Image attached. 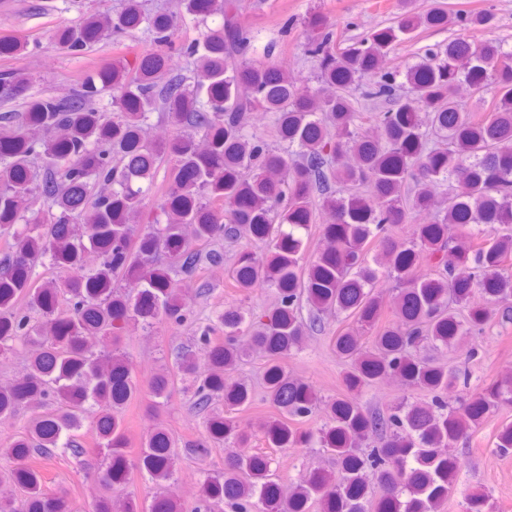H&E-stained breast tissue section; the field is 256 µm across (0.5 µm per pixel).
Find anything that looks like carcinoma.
<instances>
[{"mask_svg":"<svg viewBox=\"0 0 512 512\" xmlns=\"http://www.w3.org/2000/svg\"><path fill=\"white\" fill-rule=\"evenodd\" d=\"M176 9L126 0L115 15L85 13L56 44L82 55L105 33L143 30L161 48L190 22L200 34L181 45L183 64L159 50L133 64L116 59L65 95L0 111V356L20 343L27 360L21 381L0 386V422L21 405L57 403L3 453L51 460L71 449L109 494L129 480L124 411L138 401L157 419L181 382L204 431L180 446L204 458L222 445L224 464L187 507L164 495L177 476L174 442L151 428L139 460L150 512H439L460 470L451 448L512 404L511 374L471 389L468 374L424 354L455 350L512 301V50L468 39L491 14L459 10L458 37L394 65L396 45L448 21L440 8H403L355 41L327 21L306 29L313 82L302 84L273 59L275 41L267 62L238 64L254 51L240 0H178ZM214 13L223 23L211 28ZM26 89L16 72H0L1 102ZM106 90L110 109L99 106ZM155 113L165 140L150 134ZM160 175L171 192L149 207ZM318 207L332 221L313 246L298 231ZM416 211L430 220L398 238ZM223 241L242 244L231 285L269 288L274 303L195 318L199 352L178 351L172 368L142 383L127 334L182 325L192 315L182 282L208 286L206 273L223 268ZM385 278L397 296L395 319L382 323ZM128 280L138 283L133 295L122 292ZM331 317L354 326L332 337L346 391L327 399L285 360L307 336L330 333ZM253 354L278 411L261 426L268 445L316 448L336 472L312 471L285 490L272 454L252 451L251 427L236 413L252 406L238 371ZM390 375L427 399L365 408L364 390ZM317 412L322 423L304 427ZM87 423L98 435L89 449L80 443ZM495 447L512 450V422ZM0 487V512H69L33 467L1 468ZM95 512L136 509L125 494ZM464 512H494V502L475 489Z\"/></svg>","mask_w":512,"mask_h":512,"instance_id":"1","label":"carcinoma"}]
</instances>
